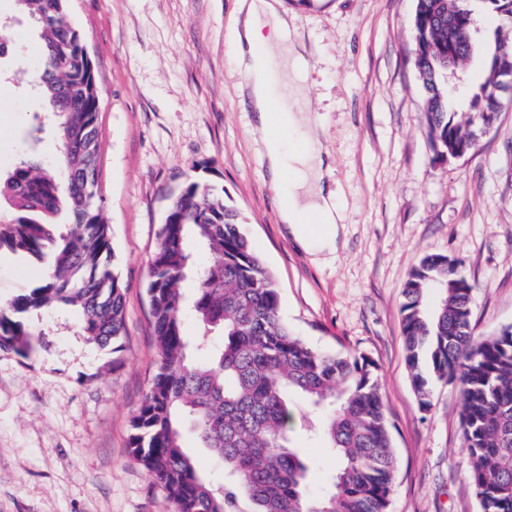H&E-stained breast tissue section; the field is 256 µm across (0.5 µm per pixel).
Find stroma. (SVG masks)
<instances>
[{
    "label": "stroma",
    "mask_w": 512,
    "mask_h": 512,
    "mask_svg": "<svg viewBox=\"0 0 512 512\" xmlns=\"http://www.w3.org/2000/svg\"><path fill=\"white\" fill-rule=\"evenodd\" d=\"M310 52L306 111L318 113L345 227L315 260L278 220L263 134L234 66V0H66L100 100V198L125 290L119 351L99 350L74 307L30 316L36 348L0 351V512H175L129 452L157 371L146 282L157 231L190 181L221 194L279 285L283 320L325 352L375 366L392 426L390 512H480L453 383L416 393L402 285L429 253L461 259L478 332L512 325V108L470 155L442 159L425 130L412 64L415 0H287ZM12 53L0 57V171L61 142L38 96L39 28L0 0ZM42 275L0 254V303Z\"/></svg>",
    "instance_id": "obj_1"
}]
</instances>
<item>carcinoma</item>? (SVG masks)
Here are the masks:
<instances>
[{
	"instance_id": "obj_1",
	"label": "carcinoma",
	"mask_w": 512,
	"mask_h": 512,
	"mask_svg": "<svg viewBox=\"0 0 512 512\" xmlns=\"http://www.w3.org/2000/svg\"><path fill=\"white\" fill-rule=\"evenodd\" d=\"M41 27L37 92L62 142L59 163L33 154L0 175V202L14 217L0 223V246L39 264L41 282L0 308V350L26 356L35 345L26 318L54 304L81 311L89 341L105 350L124 331V288L113 264L109 226L98 193L99 96L80 33L66 20L65 0H15ZM498 20L493 34L469 40L481 26L471 0H416L413 65L425 95L427 131L443 156L472 153L512 100V0H483ZM481 55L484 80L458 88L444 71ZM66 191H60L59 173ZM66 214L70 230L58 232ZM210 264L193 268L194 251ZM194 282L186 296L182 284ZM473 285L459 261L425 256L403 286L402 332L417 393L454 382L461 398L469 478L481 512H512V325L478 334ZM147 290L159 365L132 422L129 448L165 490L176 512H388L395 458L391 425L371 361L355 353L319 351L295 336L280 313L279 290L242 229L239 213L196 182L170 203L158 231ZM192 313L219 342L190 336ZM224 464L217 486L201 473L184 442ZM303 431L336 458L319 496L306 490L308 466L292 444Z\"/></svg>"
}]
</instances>
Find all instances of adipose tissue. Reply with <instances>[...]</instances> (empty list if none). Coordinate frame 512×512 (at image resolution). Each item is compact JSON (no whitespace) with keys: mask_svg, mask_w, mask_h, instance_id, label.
<instances>
[{"mask_svg":"<svg viewBox=\"0 0 512 512\" xmlns=\"http://www.w3.org/2000/svg\"><path fill=\"white\" fill-rule=\"evenodd\" d=\"M236 68L246 78L255 124L264 135L278 218L308 253L335 254L345 217L325 181L329 156L306 103L308 50L280 0H236ZM280 121H273V108Z\"/></svg>","mask_w":512,"mask_h":512,"instance_id":"ef3b65f1","label":"adipose tissue"}]
</instances>
